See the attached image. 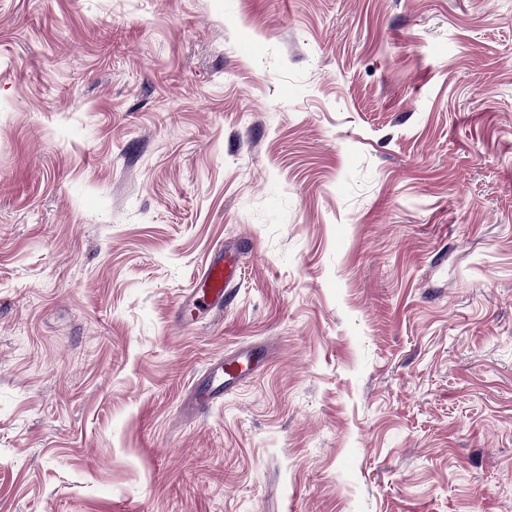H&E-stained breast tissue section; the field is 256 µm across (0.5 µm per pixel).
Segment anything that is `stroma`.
Returning <instances> with one entry per match:
<instances>
[{"label": "stroma", "mask_w": 512, "mask_h": 512, "mask_svg": "<svg viewBox=\"0 0 512 512\" xmlns=\"http://www.w3.org/2000/svg\"><path fill=\"white\" fill-rule=\"evenodd\" d=\"M0 512H512V0H0ZM239 277L236 253L229 250L216 253L205 268L198 287L183 296V301L177 307L176 322L180 326H193L200 316L222 311L224 300ZM252 357H258V353L242 349L235 354L213 360L208 367L205 384L202 388L198 385L192 390L183 415L193 418L204 413L222 394L238 386L252 370Z\"/></svg>", "instance_id": "stroma-1"}]
</instances>
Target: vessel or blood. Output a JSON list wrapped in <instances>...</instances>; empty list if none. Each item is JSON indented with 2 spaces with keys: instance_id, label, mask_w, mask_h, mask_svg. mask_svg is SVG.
I'll return each mask as SVG.
<instances>
[{
  "instance_id": "1",
  "label": "vessel or blood",
  "mask_w": 512,
  "mask_h": 512,
  "mask_svg": "<svg viewBox=\"0 0 512 512\" xmlns=\"http://www.w3.org/2000/svg\"><path fill=\"white\" fill-rule=\"evenodd\" d=\"M239 276L236 253L229 250L218 252L205 268L197 288L185 294L176 311V322L191 326L204 314L222 311L224 301ZM252 357L251 350L242 349L213 360L204 385L192 390L183 409L184 416L193 418L204 413L222 394L238 386L252 370Z\"/></svg>"
}]
</instances>
